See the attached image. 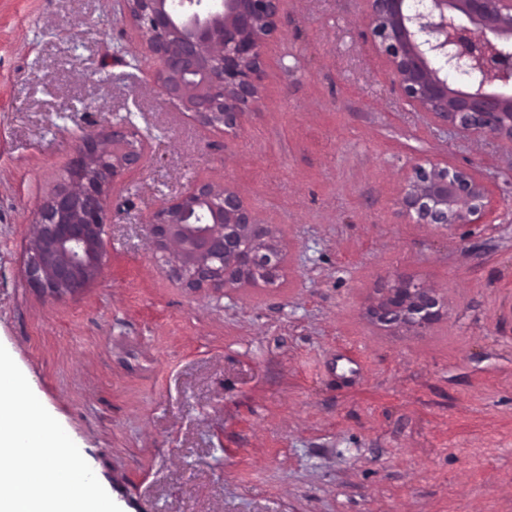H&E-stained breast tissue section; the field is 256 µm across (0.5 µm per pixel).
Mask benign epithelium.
Segmentation results:
<instances>
[{
	"label": "benign epithelium",
	"mask_w": 512,
	"mask_h": 512,
	"mask_svg": "<svg viewBox=\"0 0 512 512\" xmlns=\"http://www.w3.org/2000/svg\"><path fill=\"white\" fill-rule=\"evenodd\" d=\"M142 43L158 62L163 92L200 122L234 129L242 112L261 100L263 49L279 33L280 0H224L204 12L197 0H120ZM370 38L394 73L400 95L440 121L512 145V97L496 91L512 82V0H367ZM441 58L464 69L465 90L431 67ZM135 132L112 127L115 149L82 143L58 187L35 214L25 275L52 296H74L102 274L107 187L137 164ZM485 191L466 172L417 168L402 205L429 224H469L484 208ZM149 232L161 250L176 245L175 271L189 288H239L271 280L282 250L270 225L256 222L240 194L195 183L159 211ZM440 315L426 288L401 280L374 311L382 324L424 329Z\"/></svg>",
	"instance_id": "obj_1"
}]
</instances>
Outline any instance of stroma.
Listing matches in <instances>:
<instances>
[{
    "instance_id": "obj_1",
    "label": "stroma",
    "mask_w": 512,
    "mask_h": 512,
    "mask_svg": "<svg viewBox=\"0 0 512 512\" xmlns=\"http://www.w3.org/2000/svg\"><path fill=\"white\" fill-rule=\"evenodd\" d=\"M365 0H281L236 129L171 103L114 0H0V344L122 512H512V147L402 99ZM146 154L107 197L78 296L25 276L40 202L82 136ZM489 191L470 224L401 199L416 167ZM240 193L285 261L186 288L147 226L193 183ZM403 278L426 330L368 310Z\"/></svg>"
}]
</instances>
